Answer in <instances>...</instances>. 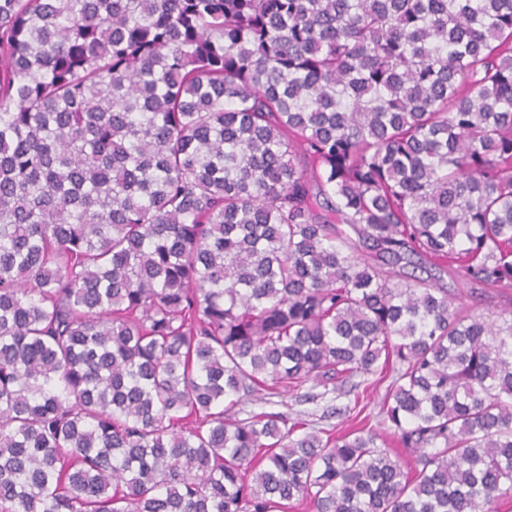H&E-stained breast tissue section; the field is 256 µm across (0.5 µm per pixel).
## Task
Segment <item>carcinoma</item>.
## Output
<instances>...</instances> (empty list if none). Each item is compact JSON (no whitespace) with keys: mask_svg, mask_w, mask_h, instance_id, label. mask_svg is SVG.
<instances>
[{"mask_svg":"<svg viewBox=\"0 0 512 512\" xmlns=\"http://www.w3.org/2000/svg\"><path fill=\"white\" fill-rule=\"evenodd\" d=\"M510 288L512 0H0V512H498ZM337 396V398H336ZM274 401H278L277 405H266V407L260 405V404H254V402L251 401H245L244 403H241L236 407L235 410H239V418H244L249 414V412H260L261 410H274V411H281L285 413L292 412V416H295L296 413L305 412V415L309 413V417H302L303 419H310L314 420L316 426L328 428V425H337L339 424L338 428L344 425H347L349 422H345L346 418L345 415H339V414H332L330 418H322L319 419L320 416H328L332 411V408L337 409H344L345 406L349 403L350 400H353V396H344V395H337L335 394H329L326 399L318 400L317 402H297L295 401V397H291V394H285L282 398H273ZM282 400V401H281ZM313 414V415H311ZM344 421V422H343ZM343 422V423H342Z\"/></svg>","mask_w":512,"mask_h":512,"instance_id":"cac0c4a2","label":"carcinoma"}]
</instances>
